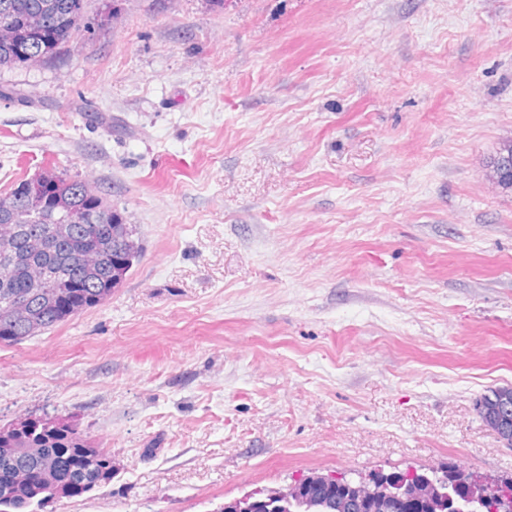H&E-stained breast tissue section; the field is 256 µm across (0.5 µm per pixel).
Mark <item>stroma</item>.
<instances>
[{"label":"stroma","instance_id":"obj_1","mask_svg":"<svg viewBox=\"0 0 512 512\" xmlns=\"http://www.w3.org/2000/svg\"><path fill=\"white\" fill-rule=\"evenodd\" d=\"M0 68V190L89 181L143 253L0 346V428L72 420L109 484L47 512H215L442 464L512 476V0H89ZM505 404L512 407V385L489 389L475 403L480 421L489 429H496V433L500 435H503V432L499 429L501 428L499 421L505 414L503 409ZM288 493V490L276 489L269 492L262 500L238 499L219 507L216 512H224V509L235 512H276L274 510L288 499Z\"/></svg>","mask_w":512,"mask_h":512}]
</instances>
